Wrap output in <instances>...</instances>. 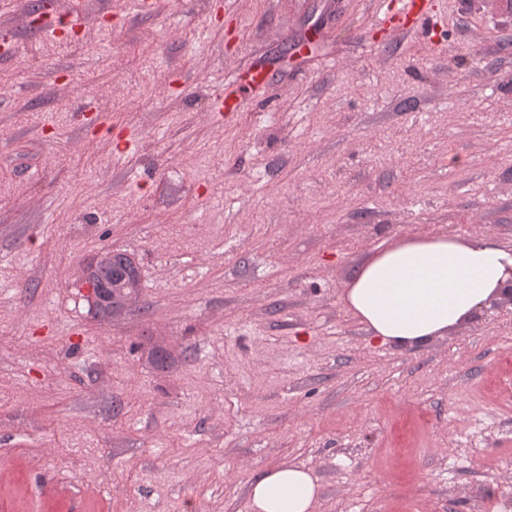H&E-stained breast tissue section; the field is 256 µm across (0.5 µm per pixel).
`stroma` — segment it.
Returning <instances> with one entry per match:
<instances>
[{
	"label": "stroma",
	"instance_id": "35a3bbf8",
	"mask_svg": "<svg viewBox=\"0 0 512 512\" xmlns=\"http://www.w3.org/2000/svg\"><path fill=\"white\" fill-rule=\"evenodd\" d=\"M77 2L49 43L64 0H0V512H250L288 461L316 512H512V303L400 349L340 300L404 234L512 243V10ZM109 251L141 282L106 315ZM431 14L428 0H396L393 9L387 8L380 21L393 24L391 28L396 31L411 30L425 33ZM270 74L264 68L248 71L246 75L237 74L224 83V95L220 94L221 107L218 112L234 111L237 107L238 96L247 88L257 84L270 83Z\"/></svg>",
	"mask_w": 512,
	"mask_h": 512
}]
</instances>
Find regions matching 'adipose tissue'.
Returning a JSON list of instances; mask_svg holds the SVG:
<instances>
[{
    "label": "adipose tissue",
    "mask_w": 512,
    "mask_h": 512,
    "mask_svg": "<svg viewBox=\"0 0 512 512\" xmlns=\"http://www.w3.org/2000/svg\"><path fill=\"white\" fill-rule=\"evenodd\" d=\"M512 295V247L488 235H409L379 245L341 299L369 333L401 348L427 343ZM307 470L280 465L249 485L251 512H315Z\"/></svg>",
    "instance_id": "ef3b65f1"
}]
</instances>
